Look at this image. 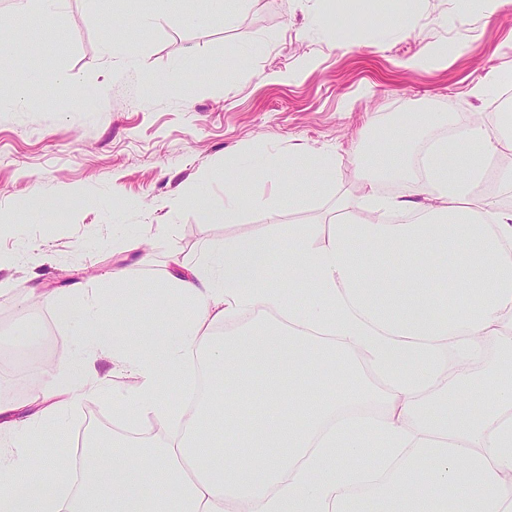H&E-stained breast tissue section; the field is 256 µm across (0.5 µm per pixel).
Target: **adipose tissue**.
<instances>
[{
	"instance_id": "ef3b65f1",
	"label": "adipose tissue",
	"mask_w": 512,
	"mask_h": 512,
	"mask_svg": "<svg viewBox=\"0 0 512 512\" xmlns=\"http://www.w3.org/2000/svg\"><path fill=\"white\" fill-rule=\"evenodd\" d=\"M397 129L353 147L358 205L337 201L324 225L280 217L335 180L334 157L289 152L304 193L264 196L246 172H225L209 220L236 224L260 206L268 234L202 252L137 331L104 322L98 299L61 304L84 351L29 404H0V512H512V115L491 129L407 112ZM384 180L399 192L381 194ZM171 303L190 316L168 315ZM230 319L248 326L212 334ZM341 347L382 389L340 362ZM491 347L496 368L464 372ZM97 352L137 377L113 395L112 422L141 436L88 446L76 486L61 467L35 469L28 439L105 389ZM193 360L224 395L190 413L168 384Z\"/></svg>"
}]
</instances>
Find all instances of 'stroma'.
I'll list each match as a JSON object with an SVG mask.
<instances>
[{"label": "stroma", "instance_id": "stroma-1", "mask_svg": "<svg viewBox=\"0 0 512 512\" xmlns=\"http://www.w3.org/2000/svg\"><path fill=\"white\" fill-rule=\"evenodd\" d=\"M211 0H62L50 24L11 10L0 0V365L27 356L26 370L0 384V401L23 404L42 380V365L63 368L81 353L78 336L56 320L55 300L72 291L109 299L114 271L166 285L174 262L193 265L225 239L261 235L267 220L249 209L240 223L213 224L224 207V160L254 155L331 151L337 179L304 206L284 209L281 224H312L337 198L357 192L352 142L392 125L404 112L433 109L479 117L495 126L512 86L479 98L474 88L492 73L512 74V4L490 12L458 0H415L400 32L380 41L374 22L394 23L401 0H369L344 18L339 0H223L224 19L202 23ZM125 29L127 55L103 53L113 25ZM446 49L445 62L409 69L406 59ZM239 51L248 65L225 72ZM75 77L56 91L58 73ZM41 75V93L28 91ZM112 90L100 103L102 82ZM200 194L175 214L160 201ZM56 202L62 212L32 210L29 198ZM139 242L134 251L119 243ZM36 247L44 259L28 263ZM151 264H142L143 254ZM50 293L48 304L30 299ZM92 404L67 410L60 433L36 438L31 457H64L60 437L79 434L91 412L112 415V396L134 377L112 373Z\"/></svg>", "mask_w": 512, "mask_h": 512}]
</instances>
